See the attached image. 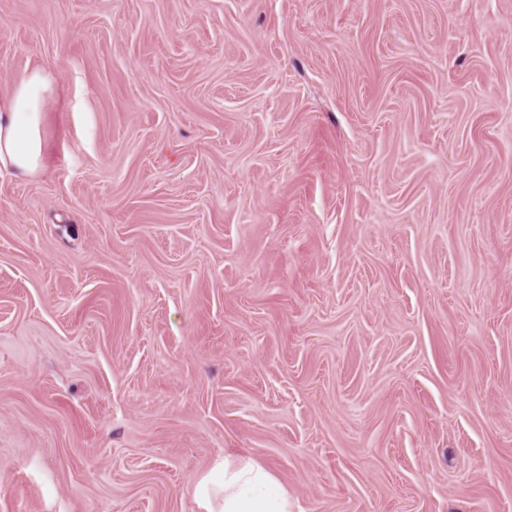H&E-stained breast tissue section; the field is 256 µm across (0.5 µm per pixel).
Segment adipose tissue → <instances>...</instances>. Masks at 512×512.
<instances>
[{"mask_svg": "<svg viewBox=\"0 0 512 512\" xmlns=\"http://www.w3.org/2000/svg\"><path fill=\"white\" fill-rule=\"evenodd\" d=\"M54 80L35 68L20 78L0 103V170L26 177L44 161L42 112ZM196 512H295L286 486L267 465L250 456H215L190 486Z\"/></svg>", "mask_w": 512, "mask_h": 512, "instance_id": "obj_1", "label": "adipose tissue"}]
</instances>
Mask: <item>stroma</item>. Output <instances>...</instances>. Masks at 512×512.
<instances>
[{"label": "stroma", "instance_id": "1", "mask_svg": "<svg viewBox=\"0 0 512 512\" xmlns=\"http://www.w3.org/2000/svg\"><path fill=\"white\" fill-rule=\"evenodd\" d=\"M0 512H512V0H0ZM53 87V77L35 68L16 82L9 100L0 103V170L26 177L43 167L41 119ZM197 512H295L275 472L251 456H215L190 486Z\"/></svg>", "mask_w": 512, "mask_h": 512}]
</instances>
